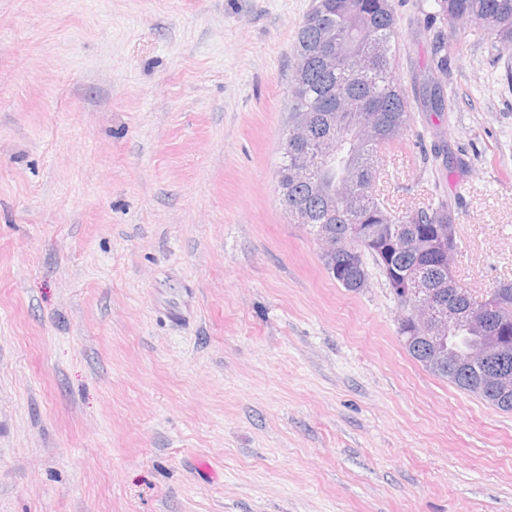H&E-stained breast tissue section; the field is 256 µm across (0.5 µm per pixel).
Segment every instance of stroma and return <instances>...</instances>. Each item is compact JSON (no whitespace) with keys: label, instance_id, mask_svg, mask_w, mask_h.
Wrapping results in <instances>:
<instances>
[{"label":"stroma","instance_id":"stroma-1","mask_svg":"<svg viewBox=\"0 0 512 512\" xmlns=\"http://www.w3.org/2000/svg\"><path fill=\"white\" fill-rule=\"evenodd\" d=\"M393 0L402 211L512 281V53ZM314 0H0V512H512V412L403 348L276 190ZM450 112L418 109L437 35Z\"/></svg>","mask_w":512,"mask_h":512}]
</instances>
